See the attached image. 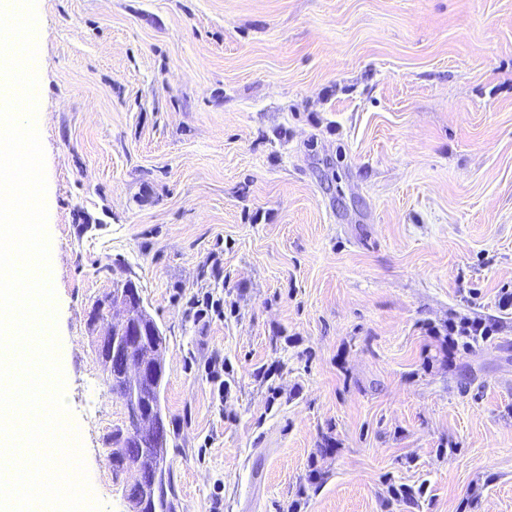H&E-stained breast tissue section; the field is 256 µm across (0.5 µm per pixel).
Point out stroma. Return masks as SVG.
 Returning a JSON list of instances; mask_svg holds the SVG:
<instances>
[{
    "mask_svg": "<svg viewBox=\"0 0 512 512\" xmlns=\"http://www.w3.org/2000/svg\"><path fill=\"white\" fill-rule=\"evenodd\" d=\"M36 7L57 355L99 512L128 510L88 327L118 280L166 338L178 512H406L394 488L512 512V0ZM205 291L224 314L198 325ZM460 316L490 339L449 347Z\"/></svg>",
    "mask_w": 512,
    "mask_h": 512,
    "instance_id": "stroma-1",
    "label": "stroma"
}]
</instances>
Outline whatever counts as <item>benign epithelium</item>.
<instances>
[{
	"instance_id": "1",
	"label": "benign epithelium",
	"mask_w": 512,
	"mask_h": 512,
	"mask_svg": "<svg viewBox=\"0 0 512 512\" xmlns=\"http://www.w3.org/2000/svg\"><path fill=\"white\" fill-rule=\"evenodd\" d=\"M106 308L115 317L96 336L95 353L107 370L110 390L126 412V424L109 442L111 457L119 461L112 470L113 481L126 490L135 489L127 498L128 512H167L164 478L169 442L160 435L165 342L157 324L145 314L134 283L118 281L112 293L94 303L88 318L92 328L103 320ZM130 471L136 474L131 483L126 481Z\"/></svg>"
}]
</instances>
